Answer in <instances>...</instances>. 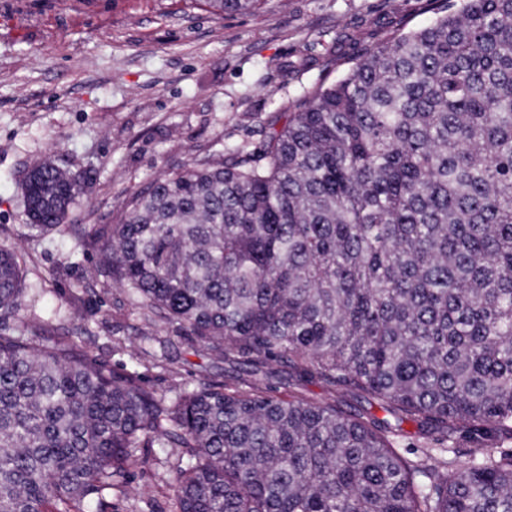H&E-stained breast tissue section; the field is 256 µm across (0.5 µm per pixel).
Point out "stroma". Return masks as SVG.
I'll use <instances>...</instances> for the list:
<instances>
[{
    "instance_id": "1",
    "label": "stroma",
    "mask_w": 512,
    "mask_h": 512,
    "mask_svg": "<svg viewBox=\"0 0 512 512\" xmlns=\"http://www.w3.org/2000/svg\"><path fill=\"white\" fill-rule=\"evenodd\" d=\"M0 0V244L39 335L139 374L173 403L202 377L241 370L97 278L94 231L120 223L153 179L208 154L255 149L299 98L345 76L401 33L431 23L429 0H266L253 14L130 11L124 0ZM87 181L66 233L29 225L22 183L43 160ZM182 448H158L110 492L115 512H176Z\"/></svg>"
}]
</instances>
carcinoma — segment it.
I'll return each mask as SVG.
<instances>
[{
    "instance_id": "carcinoma-1",
    "label": "carcinoma",
    "mask_w": 512,
    "mask_h": 512,
    "mask_svg": "<svg viewBox=\"0 0 512 512\" xmlns=\"http://www.w3.org/2000/svg\"><path fill=\"white\" fill-rule=\"evenodd\" d=\"M79 193L34 167L32 227H66ZM95 236L100 277L249 378L168 406L65 336L23 335L0 246V512H109L141 448L187 449L178 512H512V0H446L262 148L154 180ZM282 360L329 397L271 394L258 375ZM405 421L431 441L401 445Z\"/></svg>"
}]
</instances>
